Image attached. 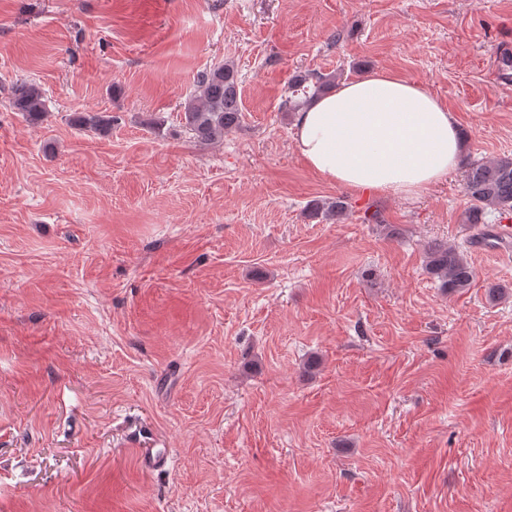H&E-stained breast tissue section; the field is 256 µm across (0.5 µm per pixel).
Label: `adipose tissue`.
<instances>
[{
  "label": "adipose tissue",
  "instance_id": "1",
  "mask_svg": "<svg viewBox=\"0 0 512 512\" xmlns=\"http://www.w3.org/2000/svg\"><path fill=\"white\" fill-rule=\"evenodd\" d=\"M294 147L323 181L415 198L456 170L464 136L422 85L381 70L295 114Z\"/></svg>",
  "mask_w": 512,
  "mask_h": 512
}]
</instances>
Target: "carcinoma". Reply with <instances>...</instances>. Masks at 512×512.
Returning <instances> with one entry per match:
<instances>
[{"label":"carcinoma","mask_w":512,"mask_h":512,"mask_svg":"<svg viewBox=\"0 0 512 512\" xmlns=\"http://www.w3.org/2000/svg\"><path fill=\"white\" fill-rule=\"evenodd\" d=\"M197 94L183 106V120L195 139L213 142L224 138V132L241 125L243 112L240 103L238 71L229 63L217 64L197 73ZM336 87V77L317 72H305L288 80V95L281 109L295 112L307 98ZM11 104L27 120L37 123L47 113L41 89L32 83L12 87ZM112 116L100 112L86 113L77 119L78 126L96 134H106L112 128ZM464 190L470 207L465 223L483 224L487 210L500 214L512 212V156L471 162L464 175ZM310 213L327 218H342L347 213L346 201L338 197L331 203L313 202ZM426 273L439 287L459 292L471 286L475 270L468 261L466 250L460 246L434 244L426 254Z\"/></svg>","instance_id":"carcinoma-1"}]
</instances>
